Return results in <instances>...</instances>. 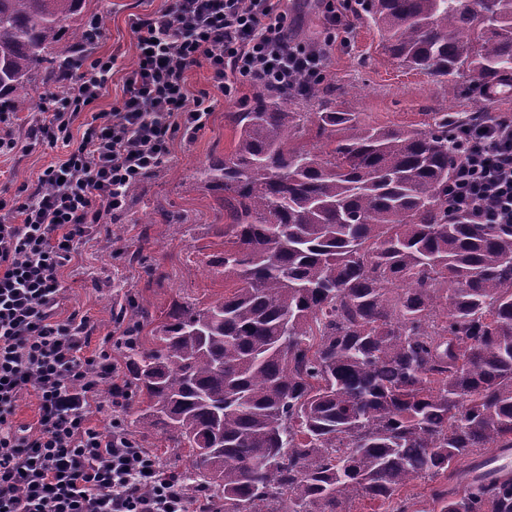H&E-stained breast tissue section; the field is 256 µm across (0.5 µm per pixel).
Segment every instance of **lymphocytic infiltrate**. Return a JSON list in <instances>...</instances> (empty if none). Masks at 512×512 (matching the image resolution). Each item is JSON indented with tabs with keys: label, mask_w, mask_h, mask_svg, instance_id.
Returning a JSON list of instances; mask_svg holds the SVG:
<instances>
[{
	"label": "lymphocytic infiltrate",
	"mask_w": 512,
	"mask_h": 512,
	"mask_svg": "<svg viewBox=\"0 0 512 512\" xmlns=\"http://www.w3.org/2000/svg\"><path fill=\"white\" fill-rule=\"evenodd\" d=\"M290 0H167L134 18L137 50L115 112L72 125L112 77L116 56L69 58L66 93L51 94L28 134L30 145L61 143L49 165L0 224V512H190L177 474L139 448L121 421L109 434L90 424L102 382L109 405L128 396L102 349L86 355L95 326L74 311L60 316L62 272L91 229L127 209L128 190L155 173L177 134L205 128L212 93L244 81L287 86L317 77L322 44L290 35ZM207 62L211 91L192 93L187 75ZM448 188V209L477 224H512V118L466 130ZM38 399L36 425L16 422L19 401Z\"/></svg>",
	"instance_id": "obj_1"
}]
</instances>
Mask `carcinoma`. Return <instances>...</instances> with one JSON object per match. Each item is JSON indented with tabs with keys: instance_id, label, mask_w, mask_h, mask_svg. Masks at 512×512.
I'll return each mask as SVG.
<instances>
[{
	"instance_id": "obj_1",
	"label": "carcinoma",
	"mask_w": 512,
	"mask_h": 512,
	"mask_svg": "<svg viewBox=\"0 0 512 512\" xmlns=\"http://www.w3.org/2000/svg\"><path fill=\"white\" fill-rule=\"evenodd\" d=\"M83 2L0 0V113L34 110L38 72L58 81ZM360 6L407 68L512 76V0ZM332 94L258 83L231 113L234 151L201 175L224 190L211 264L233 292L174 306L148 341L147 306L119 305L135 422L188 449L209 512H512V475L457 468L512 448V224L448 213L460 133L491 113L419 129L297 111Z\"/></svg>"
}]
</instances>
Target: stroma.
I'll return each mask as SVG.
<instances>
[{
    "instance_id": "1",
    "label": "stroma",
    "mask_w": 512,
    "mask_h": 512,
    "mask_svg": "<svg viewBox=\"0 0 512 512\" xmlns=\"http://www.w3.org/2000/svg\"><path fill=\"white\" fill-rule=\"evenodd\" d=\"M164 0H86L85 9L61 34L59 47L68 51L74 34L87 20L99 17L102 32L87 50L97 56L117 55L121 68L93 104L96 112L114 111L123 96L126 68L135 61L131 32L134 17L159 11ZM335 6L344 21L336 28L326 23L328 6ZM357 0H296L291 32L300 43L328 40L329 54L320 73L324 85L335 88L333 108L360 113L366 122L381 126L425 127L435 112H471L485 103L498 116L512 117V92L486 101L478 87L454 79L438 78L399 65L383 49L377 27L355 13ZM254 87L244 81L226 97H215L206 127L191 137H176L167 162L144 180V190L131 201L120 222L124 240H112L108 224H100L87 236L78 259L63 272L65 283L62 314L80 311L94 320L99 331L89 348L97 350L104 336L117 328L112 304L133 300L148 304L156 321H164L175 304L210 303L233 289L209 264L224 249L217 231L226 222L220 195L201 180L209 161L231 153L238 132L228 115L249 99ZM34 111L9 115L0 130L11 132L20 148L0 156V201L18 199L25 186L34 184L43 170L66 154L63 145L43 144L26 149ZM176 215L180 224L173 236L160 240L147 229L146 219L160 221ZM142 253L128 263L129 253Z\"/></svg>"
}]
</instances>
